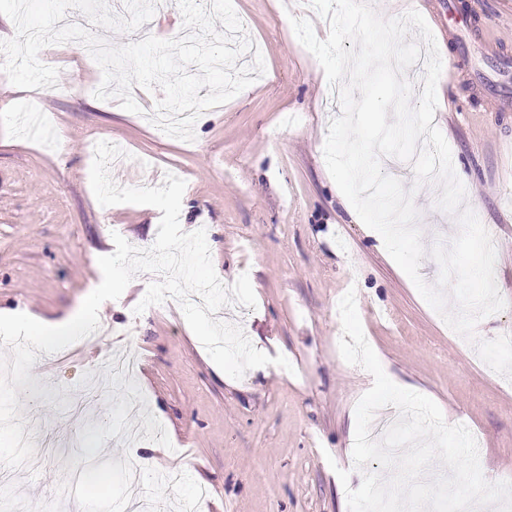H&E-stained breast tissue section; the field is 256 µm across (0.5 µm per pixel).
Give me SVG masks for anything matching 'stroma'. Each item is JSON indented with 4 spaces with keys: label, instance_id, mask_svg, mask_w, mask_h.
<instances>
[{
    "label": "stroma",
    "instance_id": "obj_1",
    "mask_svg": "<svg viewBox=\"0 0 512 512\" xmlns=\"http://www.w3.org/2000/svg\"><path fill=\"white\" fill-rule=\"evenodd\" d=\"M452 0H373L384 18L418 11L452 70L437 83L433 120L452 163L465 178L466 204L496 239L495 282L507 306L483 318L476 336L512 328V0H453L472 16L470 40L448 26ZM265 72L221 106L203 112L191 142L158 137L146 116L83 93L101 71L69 44L48 60L68 94L45 91L39 108L53 119L54 147L31 138L15 119L19 99L0 114V310L20 309L51 321L76 314L100 276L98 254L121 235L139 249L156 240L152 206H100L90 185V141L125 146L126 184L186 182L180 224L205 229L212 263L225 285L248 274L256 305L230 302L223 320L239 326L278 366L220 377L193 341L176 299L134 308L147 284L135 276L118 304H104L100 327L134 321L133 335L102 336L93 346L39 353L20 389L26 429L45 447L38 464L13 470L0 500L18 512H186L207 491L205 512H348L347 488H358L347 433L366 382L363 369L339 355L340 320L332 309L348 289L363 301L365 336L388 377L431 394L443 416L479 433L484 477L512 481V386L485 369L474 346L462 345L409 277L384 255L333 181L324 158L329 122L339 105L317 59L295 41L291 17L312 21L319 39L327 21L308 0H233ZM414 204L425 248L454 239L459 225L436 206L435 184L416 185ZM138 364L131 381L112 377V359ZM140 394L136 423L124 411L127 391ZM350 473L341 483L337 469ZM103 471L102 489L86 473Z\"/></svg>",
    "mask_w": 512,
    "mask_h": 512
}]
</instances>
